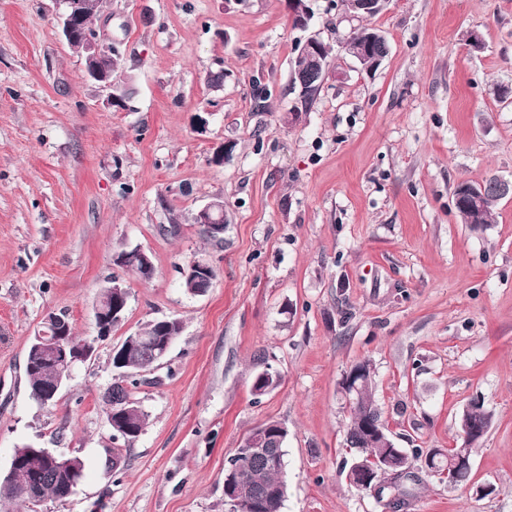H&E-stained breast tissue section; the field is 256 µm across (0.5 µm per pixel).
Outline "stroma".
Instances as JSON below:
<instances>
[{
  "label": "stroma",
  "mask_w": 512,
  "mask_h": 512,
  "mask_svg": "<svg viewBox=\"0 0 512 512\" xmlns=\"http://www.w3.org/2000/svg\"><path fill=\"white\" fill-rule=\"evenodd\" d=\"M309 6L296 28L285 0H112L119 110L85 79L55 0H0V477L25 443L84 463L73 495L37 512H225L228 460L268 420L288 429L282 512H387L342 470L341 382L359 361L396 447H456L476 398L493 415L473 489L424 475L406 512H512V200L472 225L453 196L512 179V0H388L371 23L389 53L370 73L341 50L354 24L340 0ZM314 36L330 73L302 112L291 68ZM227 139L230 160L210 164ZM216 199L220 242L192 221ZM135 247L150 281L113 262ZM196 257L215 269L200 295L180 274ZM113 276L128 307L101 340L94 308ZM52 314L94 352L41 405L24 360ZM163 318L182 331L141 374L146 427L108 469L112 348ZM266 370L279 382L254 394Z\"/></svg>",
  "instance_id": "35a3bbf8"
}]
</instances>
